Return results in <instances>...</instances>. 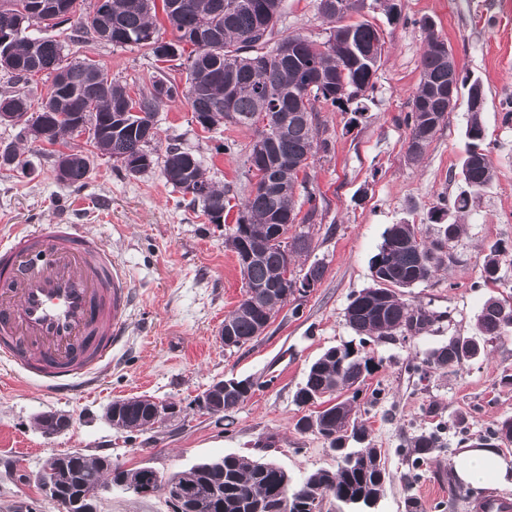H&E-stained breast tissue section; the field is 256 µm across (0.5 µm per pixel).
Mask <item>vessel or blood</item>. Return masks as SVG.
Instances as JSON below:
<instances>
[{
  "instance_id": "vessel-or-blood-1",
  "label": "vessel or blood",
  "mask_w": 512,
  "mask_h": 512,
  "mask_svg": "<svg viewBox=\"0 0 512 512\" xmlns=\"http://www.w3.org/2000/svg\"><path fill=\"white\" fill-rule=\"evenodd\" d=\"M134 301L124 268L78 225H15L0 241V364L52 392H92Z\"/></svg>"
}]
</instances>
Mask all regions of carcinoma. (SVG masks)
<instances>
[{
    "label": "carcinoma",
    "mask_w": 512,
    "mask_h": 512,
    "mask_svg": "<svg viewBox=\"0 0 512 512\" xmlns=\"http://www.w3.org/2000/svg\"><path fill=\"white\" fill-rule=\"evenodd\" d=\"M80 12L59 18L55 26L67 25L66 38L73 44L95 41L98 21L112 24V44L136 45L150 56H156V48L139 38L142 32L151 31L155 41L162 40L156 0L145 9L135 5V0H104L105 13L94 11V0H79ZM346 11L341 15L326 14L332 23L325 40L318 42L301 34L278 37L277 22L282 14L283 0H162V11L171 29L172 41L194 49L186 56L185 87L167 82L165 93L156 91L157 83L165 77H155L150 86L130 93L127 85L109 77L108 73L93 60L63 64V43L53 36L29 32L10 45V58L0 60V70L12 75L16 83L28 84L32 77L45 73L49 76L58 70L66 71V82L52 81L37 111L26 91L4 90L3 97L14 98L28 113L21 125L24 136L33 142L49 145L66 142L67 129L75 115L84 116L90 126L110 128L112 132L92 137L94 147L123 168L144 154L151 155L147 167L155 164L152 144L157 134L148 141L142 140L141 126L157 117L167 103L182 98L196 115L206 116L211 125L225 122V113H235L233 125L258 133L255 127L258 114L265 111V99L260 91L278 102L279 111L288 113L308 112L312 122L301 119L288 120L287 134L279 137L268 150L265 168L270 170L272 191L248 194L239 205L236 224L247 225L245 241L249 248L256 246L261 252L247 265L240 266L241 274L248 279L245 293L263 294L272 288H285L284 273L293 253H285L281 242L274 238V228L288 232V215L300 212L296 199L297 188H302L303 203L308 209L301 223H311L318 213L316 193L308 188L307 168L301 163L317 152L329 151V141L320 139L321 122L316 103L324 102L343 106L350 100L336 98V89L342 81L356 85V91L364 94L373 89V78L380 66L384 41L379 30L369 21L345 24L343 20L357 12V0H346ZM32 0H0V25L28 13ZM424 33L425 49L420 58V80L413 92L411 103H426L434 89L448 86V68L442 61L438 37L433 21H418ZM203 30L212 36L207 45L197 44L193 36ZM352 37L358 55L346 53L344 39ZM297 43L298 57L288 63L273 57V45L277 40ZM266 60L261 70L252 62ZM327 83L306 92L318 76ZM430 106L425 110L413 109L406 113L403 123L414 133L427 122ZM127 112V124L116 126L115 117ZM470 117L466 127L468 140L466 152L480 151L478 161L461 171L467 189L453 200L445 197L430 211L431 222L435 213L449 215L448 222L440 224L437 235L428 239L416 224H393L385 231L378 252L373 256L371 269L387 278L388 286L380 289L382 296L359 295L347 306V325L358 335L387 339L398 333L418 335L437 321V312L422 306H414L404 299V288L430 281L435 273L453 259L448 235L458 238L463 227L454 219L466 212L475 197L495 178V171L484 144L485 134L481 122V110L468 108ZM71 165L65 183L81 187L89 173V157L72 153ZM162 173L175 188L191 181L206 190L201 196H192L191 203L201 206L208 215L232 209L228 192L213 184L206 176L202 161L181 150L176 145L167 147ZM503 253L492 247L482 263V278L486 283L500 281ZM276 303L266 302L260 311H252L245 301L227 316L235 335L249 338L259 320L274 316ZM512 327V302L496 296L483 304L476 320V335L459 336L451 346H441L429 351L423 360L432 370L458 369L471 350L481 343L500 339ZM372 359L359 354L351 345L341 344L327 349L309 367L303 386L296 394L302 404L316 401L323 409L305 416L296 423L300 432L319 435L330 450L336 452L339 462L336 470L318 469L298 481H292L287 472L275 463L237 454L197 464L179 473V482L194 497L206 498L214 489L221 490L214 512H309L314 489L333 498L336 503L362 501L364 503L384 496L389 473L384 455L379 448L365 445L367 430L359 421L354 401L370 371ZM352 396L346 397L344 393ZM148 404L132 407L123 419L128 431L151 428L147 415ZM512 441V417L494 422L475 438L474 445L493 448L495 443ZM443 447L441 431L422 432L411 440L413 451L406 452L411 466L418 468L426 460V454ZM56 477L59 496L73 499L75 496L95 497L108 478L113 484L120 483L128 474L117 468L106 471L98 457L79 452L52 454L45 459Z\"/></svg>",
    "instance_id": "cac0c4a2"
}]
</instances>
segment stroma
I'll use <instances>...</instances> for the list:
<instances>
[{
  "instance_id": "stroma-1",
  "label": "stroma",
  "mask_w": 512,
  "mask_h": 512,
  "mask_svg": "<svg viewBox=\"0 0 512 512\" xmlns=\"http://www.w3.org/2000/svg\"><path fill=\"white\" fill-rule=\"evenodd\" d=\"M424 17L435 21L461 69L484 84L481 120L495 179L461 217L454 262L408 293L413 304L440 313V320L417 336L363 340L347 325L345 309L371 285V261L385 230L405 222L434 237L431 208L463 189L465 105L448 113L420 160L406 156L409 131L402 119L420 79L424 40L418 22ZM352 19L376 25L385 51L366 111L319 107L331 150L316 155L309 168L319 212L311 251L291 267L300 274L318 261L325 275L239 348L218 341L225 317L244 294L237 257L225 245L235 215L210 223L200 206L166 182L160 167L126 175L86 137L67 143L91 160L84 186L69 187L55 178L51 145L23 141L19 128L0 124V147L12 144L21 153L19 164L0 167V225H81L124 265L136 294L125 338L114 348L111 365L101 369L93 393L62 395L31 385L0 390V512H62L38 488L37 475L47 456L71 451L106 456L129 469L147 466L164 479L227 454L274 462L296 480L335 469L336 455L323 439L296 429L312 408L298 404L295 393L309 366L346 342L362 344L373 359L356 406L367 440L383 450L390 474L378 512H405L410 495L425 512H478L474 503L450 501L448 469L466 450L465 436L512 417V384L505 380L512 374V331L459 370L425 372L420 364L450 337L474 335L489 296L512 294V0H388ZM328 27L318 0H284L282 34L320 41ZM89 55L133 91L158 73L152 57L134 46L99 44ZM157 126L156 157L178 146L200 158L207 177L228 189L232 203L249 194V130L224 124L203 129L181 99L162 107ZM493 246L505 256L494 284L481 276L483 257ZM231 377L253 381L248 400L224 415L199 411L198 397ZM143 395L177 405L180 416L133 432L105 420L112 401ZM46 414L66 416L71 425L46 434L39 423ZM438 425L445 429V447L412 471L403 450L415 435ZM95 504L98 512H172L162 491L144 496L118 485L100 489Z\"/></svg>"
}]
</instances>
